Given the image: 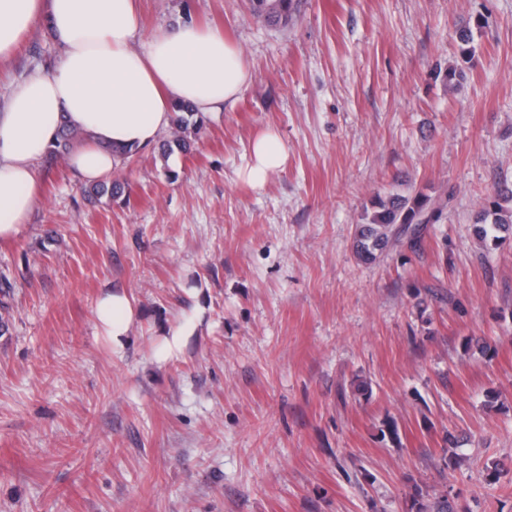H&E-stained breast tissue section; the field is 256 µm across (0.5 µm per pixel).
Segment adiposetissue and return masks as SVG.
I'll return each mask as SVG.
<instances>
[{
    "instance_id": "adipose-tissue-1",
    "label": "adipose tissue",
    "mask_w": 512,
    "mask_h": 512,
    "mask_svg": "<svg viewBox=\"0 0 512 512\" xmlns=\"http://www.w3.org/2000/svg\"><path fill=\"white\" fill-rule=\"evenodd\" d=\"M139 0H0V64L32 27L45 25L61 54L52 71L32 70L13 85L0 109V240L21 234L40 200L39 160L61 125L77 129L66 160L85 184L111 179L120 148L153 146L171 125L173 106L191 102L211 113L234 103L251 83V68L221 29L176 24L134 45ZM241 176L260 185L287 157L278 133L252 144ZM134 317L133 300L104 296L97 319L105 339L121 345Z\"/></svg>"
}]
</instances>
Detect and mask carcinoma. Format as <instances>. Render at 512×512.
Returning a JSON list of instances; mask_svg holds the SVG:
<instances>
[{"mask_svg":"<svg viewBox=\"0 0 512 512\" xmlns=\"http://www.w3.org/2000/svg\"><path fill=\"white\" fill-rule=\"evenodd\" d=\"M250 15L259 23L271 27H286L300 18L302 0H247ZM459 43V60L446 69L442 81L448 87L464 79L466 70L476 65L475 48L472 46L473 33L464 26L455 32ZM172 135L162 144L160 156L168 158L174 152L188 154L192 142L199 137L203 129V119L187 102H178L173 107ZM79 131L65 128L49 154L54 157L67 155L70 145L78 139ZM94 196L110 195L114 199H129L130 191L126 181L112 179L110 183L97 184L90 188ZM512 186L502 181L494 186V192L482 206L474 222V235L482 242L496 244L500 241L499 233L512 224ZM443 206L431 201L420 190L408 194H388L377 197L374 211L369 216V223L364 225L356 239L357 256L370 261L383 252L400 236L409 232L412 226L419 224H436L442 215Z\"/></svg>","mask_w":512,"mask_h":512,"instance_id":"carcinoma-1","label":"carcinoma"}]
</instances>
